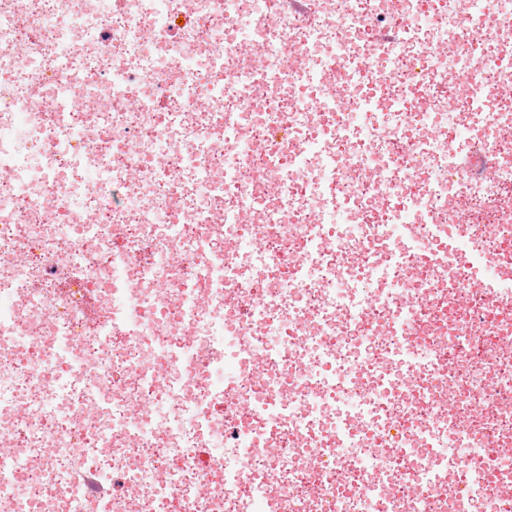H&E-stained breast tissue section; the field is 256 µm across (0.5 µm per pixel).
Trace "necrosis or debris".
I'll return each mask as SVG.
<instances>
[{
    "label": "necrosis or debris",
    "instance_id": "4bbe7bcc",
    "mask_svg": "<svg viewBox=\"0 0 512 512\" xmlns=\"http://www.w3.org/2000/svg\"><path fill=\"white\" fill-rule=\"evenodd\" d=\"M463 81L512 0H0V512H512V269L448 277L512 256V99Z\"/></svg>",
    "mask_w": 512,
    "mask_h": 512
}]
</instances>
